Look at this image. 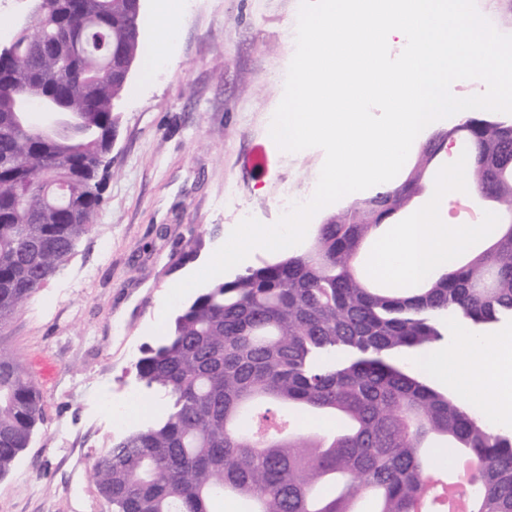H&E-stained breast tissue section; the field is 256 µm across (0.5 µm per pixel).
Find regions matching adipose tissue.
Listing matches in <instances>:
<instances>
[{"label": "adipose tissue", "mask_w": 512, "mask_h": 512, "mask_svg": "<svg viewBox=\"0 0 512 512\" xmlns=\"http://www.w3.org/2000/svg\"><path fill=\"white\" fill-rule=\"evenodd\" d=\"M455 168L443 174L434 201L409 212L404 223L392 225L376 244L371 271L391 284L411 288L433 274L449 270L455 254L475 244L490 241L496 225L443 224L439 221L437 198L474 193L467 176L470 160L459 145H450ZM416 364L424 373L447 383L449 394L466 402L496 398L495 412L501 421L512 420V343L477 340L460 332L453 344L418 356Z\"/></svg>", "instance_id": "ef3b65f1"}]
</instances>
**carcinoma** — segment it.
<instances>
[{
	"label": "carcinoma",
	"instance_id": "1",
	"mask_svg": "<svg viewBox=\"0 0 512 512\" xmlns=\"http://www.w3.org/2000/svg\"><path fill=\"white\" fill-rule=\"evenodd\" d=\"M0 48V82L21 94L66 99L83 132L51 137L14 120L0 96V328L92 231L112 150L114 99L141 37L121 19L127 0H49ZM63 75L49 84L44 73ZM94 80L76 89L80 76ZM476 152L470 177L495 203L498 237L455 256L454 269L411 293L379 288L358 257L381 221L406 209L447 140ZM43 166L34 165V159ZM512 122L471 116L433 133L407 178L329 215L310 244L215 282L172 319L135 368L165 393L168 413L112 443L93 468L112 512H446L432 485L466 480L471 512H512V433L466 411L396 356L441 343L448 317L479 336L512 319ZM41 395L0 351V477L29 446ZM346 428L307 430L306 415ZM448 445V467L422 456Z\"/></svg>",
	"mask_w": 512,
	"mask_h": 512
}]
</instances>
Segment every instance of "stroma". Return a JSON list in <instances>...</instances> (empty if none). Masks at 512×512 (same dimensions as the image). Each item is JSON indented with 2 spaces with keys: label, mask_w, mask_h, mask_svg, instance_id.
I'll return each mask as SVG.
<instances>
[{
  "label": "stroma",
  "mask_w": 512,
  "mask_h": 512,
  "mask_svg": "<svg viewBox=\"0 0 512 512\" xmlns=\"http://www.w3.org/2000/svg\"><path fill=\"white\" fill-rule=\"evenodd\" d=\"M300 0H185L161 70L148 71L154 0H142V51L121 98L103 205L72 256L0 330L41 393L31 442L0 478V512H112L91 479L113 441L166 412L136 378L129 347L155 345L164 300L226 242L239 212L273 224L276 189L312 195L321 149L281 151L267 116L295 52ZM136 393L128 421L100 403ZM84 451L73 469L63 445Z\"/></svg>",
  "instance_id": "1"
}]
</instances>
